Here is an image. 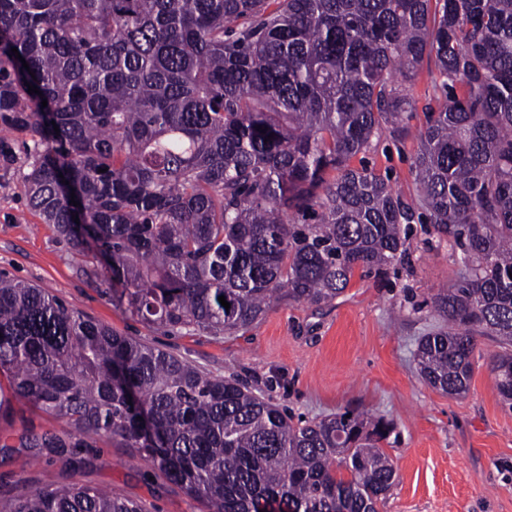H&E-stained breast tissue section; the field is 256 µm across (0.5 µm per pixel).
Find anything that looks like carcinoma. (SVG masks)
<instances>
[{
    "label": "carcinoma",
    "mask_w": 512,
    "mask_h": 512,
    "mask_svg": "<svg viewBox=\"0 0 512 512\" xmlns=\"http://www.w3.org/2000/svg\"><path fill=\"white\" fill-rule=\"evenodd\" d=\"M426 59L409 202L349 161L399 130L413 105L395 76ZM0 125L37 136L30 208L168 333L232 336L274 301L328 304L356 269L400 261L425 210L462 269L433 298L444 327L420 339L418 374L465 396L490 337L512 410V0H0ZM0 372V409L24 399L70 427L21 447L118 439L209 512H379L395 482L384 418L295 423L1 272ZM0 512L146 509L71 483Z\"/></svg>",
    "instance_id": "1"
}]
</instances>
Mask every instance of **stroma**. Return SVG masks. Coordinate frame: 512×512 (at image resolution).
<instances>
[{
  "instance_id": "stroma-1",
  "label": "stroma",
  "mask_w": 512,
  "mask_h": 512,
  "mask_svg": "<svg viewBox=\"0 0 512 512\" xmlns=\"http://www.w3.org/2000/svg\"><path fill=\"white\" fill-rule=\"evenodd\" d=\"M415 105L398 133H383L352 158L413 198V162L433 95L428 66L404 85ZM27 134L0 128V270L49 289L70 307L172 351L215 376H235L297 418L318 419L346 409H368L393 422L384 446L396 479L382 512H512V410L503 406L491 361L499 344L477 340L465 397L451 398L422 381L414 353L440 319L431 297L453 284L461 268L453 240L413 224L407 254L384 271L356 270L331 304H274L265 317L234 336L199 331L169 335L112 300L101 264L75 253L54 225L28 205L23 177ZM27 430L65 436L64 419L23 400L0 415V496L21 489L80 481L108 486L141 503L146 512H208L153 465L132 463L129 449L109 438L70 449L89 460L80 473L49 451L19 445Z\"/></svg>"
}]
</instances>
